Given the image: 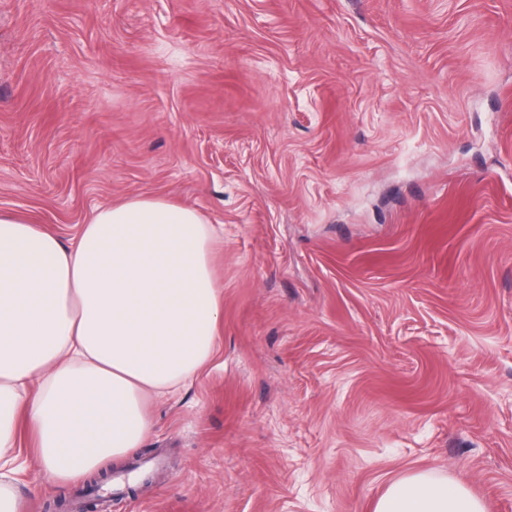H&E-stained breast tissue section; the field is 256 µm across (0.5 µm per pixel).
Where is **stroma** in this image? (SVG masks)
<instances>
[{
	"label": "stroma",
	"mask_w": 512,
	"mask_h": 512,
	"mask_svg": "<svg viewBox=\"0 0 512 512\" xmlns=\"http://www.w3.org/2000/svg\"><path fill=\"white\" fill-rule=\"evenodd\" d=\"M137 196L217 229L220 347L98 512H512V0H0V211ZM372 512H486L463 484L430 471H413L388 484Z\"/></svg>",
	"instance_id": "35a3bbf8"
}]
</instances>
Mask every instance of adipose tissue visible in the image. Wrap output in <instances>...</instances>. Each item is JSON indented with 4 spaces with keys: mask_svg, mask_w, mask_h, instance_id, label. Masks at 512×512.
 Instances as JSON below:
<instances>
[{
    "mask_svg": "<svg viewBox=\"0 0 512 512\" xmlns=\"http://www.w3.org/2000/svg\"><path fill=\"white\" fill-rule=\"evenodd\" d=\"M214 236L199 209L158 196L97 206L66 240L0 212V512H20L21 472L71 484L139 448L146 396L175 392L216 354ZM372 512L485 506L417 470L390 482Z\"/></svg>",
    "mask_w": 512,
    "mask_h": 512,
    "instance_id": "adipose-tissue-1",
    "label": "adipose tissue"
}]
</instances>
